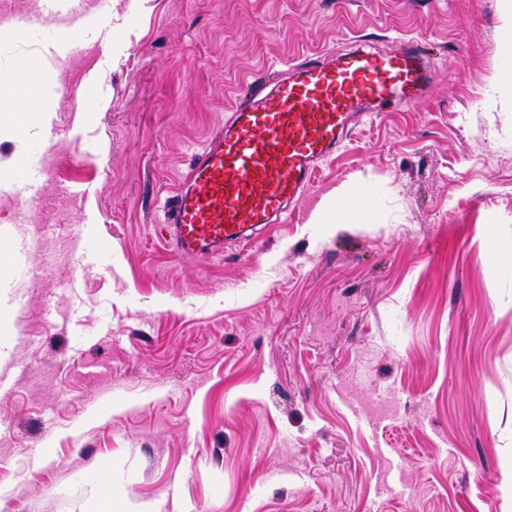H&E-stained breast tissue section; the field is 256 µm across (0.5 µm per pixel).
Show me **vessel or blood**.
I'll list each match as a JSON object with an SVG mask.
<instances>
[{"instance_id": "1", "label": "vessel or blood", "mask_w": 512, "mask_h": 512, "mask_svg": "<svg viewBox=\"0 0 512 512\" xmlns=\"http://www.w3.org/2000/svg\"><path fill=\"white\" fill-rule=\"evenodd\" d=\"M427 81L416 44L357 48L289 66L257 104L235 101L230 126L192 154L164 201L161 233L172 255L216 257L243 245L246 226L272 223L300 198L363 111L411 100Z\"/></svg>"}]
</instances>
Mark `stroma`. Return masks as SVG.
Wrapping results in <instances>:
<instances>
[{"label": "stroma", "mask_w": 512, "mask_h": 512, "mask_svg": "<svg viewBox=\"0 0 512 512\" xmlns=\"http://www.w3.org/2000/svg\"><path fill=\"white\" fill-rule=\"evenodd\" d=\"M0 110V512H512V35L503 0H19ZM414 42L292 221L173 257L167 190L246 83ZM56 76V72L53 74H47L41 71L37 72L34 77L28 81L24 92L18 95L15 108L10 112H30L32 105L37 103L40 99L41 89L47 77L55 79Z\"/></svg>", "instance_id": "35a3bbf8"}]
</instances>
